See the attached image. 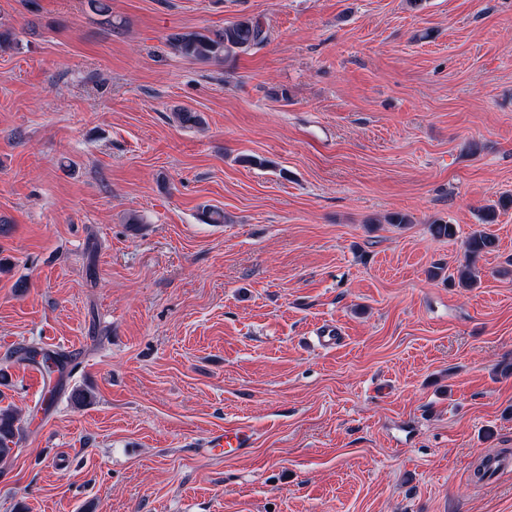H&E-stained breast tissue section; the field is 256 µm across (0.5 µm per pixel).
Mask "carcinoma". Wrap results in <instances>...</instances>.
Returning a JSON list of instances; mask_svg holds the SVG:
<instances>
[{
	"label": "carcinoma",
	"mask_w": 512,
	"mask_h": 512,
	"mask_svg": "<svg viewBox=\"0 0 512 512\" xmlns=\"http://www.w3.org/2000/svg\"><path fill=\"white\" fill-rule=\"evenodd\" d=\"M267 33L263 26L250 18H241L224 24V28L210 34L200 32H174L169 36V44L174 53L182 58L201 63H223L251 47L264 43ZM496 239L486 228L472 231L466 240V251L471 263L457 269L459 282L472 287L477 283L473 263L479 255L495 248ZM16 415L8 410H0V457L11 452L10 443L15 438Z\"/></svg>",
	"instance_id": "carcinoma-1"
}]
</instances>
